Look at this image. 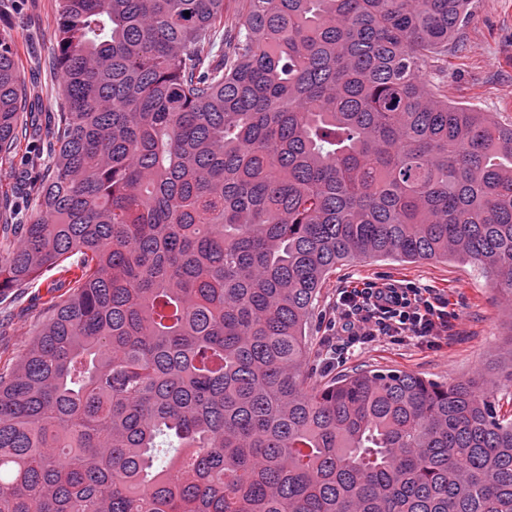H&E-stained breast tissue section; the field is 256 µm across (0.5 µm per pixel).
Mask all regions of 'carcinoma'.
I'll return each mask as SVG.
<instances>
[{"label": "carcinoma", "mask_w": 512, "mask_h": 512, "mask_svg": "<svg viewBox=\"0 0 512 512\" xmlns=\"http://www.w3.org/2000/svg\"><path fill=\"white\" fill-rule=\"evenodd\" d=\"M58 0L66 109L0 290L72 275L0 376V512H512V348L316 378L354 258L512 294V127L421 79L469 0ZM190 15H184V12ZM0 35V162L23 136Z\"/></svg>", "instance_id": "obj_1"}]
</instances>
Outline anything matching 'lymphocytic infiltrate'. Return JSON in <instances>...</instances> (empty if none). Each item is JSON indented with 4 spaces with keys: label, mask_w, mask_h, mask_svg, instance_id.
<instances>
[{
    "label": "lymphocytic infiltrate",
    "mask_w": 512,
    "mask_h": 512,
    "mask_svg": "<svg viewBox=\"0 0 512 512\" xmlns=\"http://www.w3.org/2000/svg\"><path fill=\"white\" fill-rule=\"evenodd\" d=\"M335 310L336 334L346 348L380 337H415L437 347L448 330L447 298L396 280L340 289Z\"/></svg>",
    "instance_id": "obj_1"
}]
</instances>
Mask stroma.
I'll list each match as a JSON object with an SVG mask.
<instances>
[{"mask_svg":"<svg viewBox=\"0 0 512 512\" xmlns=\"http://www.w3.org/2000/svg\"><path fill=\"white\" fill-rule=\"evenodd\" d=\"M58 0H0V33L11 36L19 51V77L26 89L27 122L37 126L62 106L61 74L55 66L51 33ZM423 79L450 103L489 112L512 125V0H471L469 16L448 52L429 63ZM42 137L30 134L11 164H0V195L15 206L29 202L46 166H31L30 156ZM399 280L422 288H439L448 299V339L441 347L417 339H380L331 358L336 338L330 331L337 289L368 281ZM67 279L48 273L26 288L0 297V374L10 372L31 341L53 300L67 296ZM309 369L320 377L355 370H399L449 384L493 366L512 345V296L496 288L481 268L455 258L403 263L392 259L343 262L328 277L311 319ZM331 365H323V358Z\"/></svg>","mask_w":512,"mask_h":512,"instance_id":"1","label":"stroma"}]
</instances>
